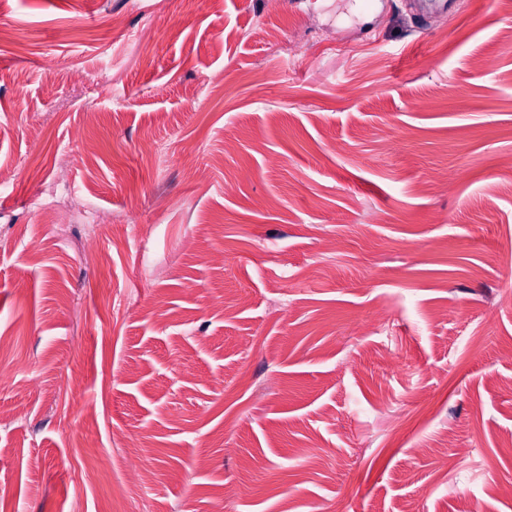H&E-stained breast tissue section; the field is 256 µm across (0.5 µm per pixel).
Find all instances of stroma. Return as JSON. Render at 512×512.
I'll return each mask as SVG.
<instances>
[{"instance_id": "1", "label": "stroma", "mask_w": 512, "mask_h": 512, "mask_svg": "<svg viewBox=\"0 0 512 512\" xmlns=\"http://www.w3.org/2000/svg\"><path fill=\"white\" fill-rule=\"evenodd\" d=\"M447 2L0 0V512H512V0Z\"/></svg>"}]
</instances>
